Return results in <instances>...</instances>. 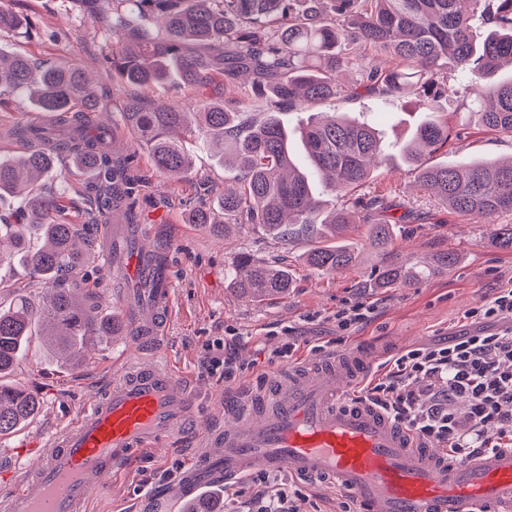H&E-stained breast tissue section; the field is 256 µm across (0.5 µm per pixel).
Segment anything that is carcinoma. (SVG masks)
Returning a JSON list of instances; mask_svg holds the SVG:
<instances>
[{"instance_id": "1", "label": "carcinoma", "mask_w": 512, "mask_h": 512, "mask_svg": "<svg viewBox=\"0 0 512 512\" xmlns=\"http://www.w3.org/2000/svg\"><path fill=\"white\" fill-rule=\"evenodd\" d=\"M102 23L124 45L120 55L112 56V72L144 91L174 73L182 84L196 88L217 77L226 84L243 73L256 78L255 93L272 108L259 120L239 102L208 97L196 112L132 99L120 120L168 176L192 168L181 144L192 132L217 148L221 165L232 155L239 182L224 187L217 209L192 212L190 223L207 224L220 234L230 224H260L288 242L318 234L327 243L313 249L308 262L322 272L354 262V250L332 240L357 223L360 212L378 209L382 201L357 198L324 209L309 177L297 167L288 129L274 110L347 92L395 95L415 83L426 108L435 112L439 99L452 93L441 76L449 66L466 79L474 96L469 112L478 122L512 133V81L492 80L501 64L512 66V0H112V12L102 16ZM21 25L19 17L0 7V35ZM357 42L390 55L395 65L382 72L360 64V79L348 86L344 76L355 62L347 50ZM0 87L28 97L45 112L68 115L65 137L36 125L20 126L16 133L35 141L37 148L0 158V195L20 194L24 202L23 223L0 224V246L9 240L31 277L48 285L37 304L18 294L8 308H0L1 439L28 423L40 407L37 393L3 381L31 337H42L62 364L78 365L92 337L123 330L121 322L98 316L76 298L75 289L66 287L63 273L90 254L92 240L79 225L59 221L53 196L31 189L53 169L54 154L66 151L79 167L99 171L94 197L100 213L130 210L132 158L114 159L110 130L87 116L106 108L88 91L81 68L37 70L27 57L0 51ZM453 137L460 138L461 132L430 118L409 139L387 144L369 124L336 113L312 118L301 132L311 168L335 196L366 181L372 168L395 151L452 212L470 220L512 214V158L505 163H429V156ZM403 220L373 224L371 246L384 249L391 225ZM493 242L512 250V224L499 225ZM235 268L234 287L255 300L285 295L291 286L287 269L258 265L246 254L237 258ZM419 277L420 271L401 266L383 271L379 284L408 286Z\"/></svg>"}]
</instances>
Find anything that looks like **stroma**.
<instances>
[{"instance_id": "35a3bbf8", "label": "stroma", "mask_w": 512, "mask_h": 512, "mask_svg": "<svg viewBox=\"0 0 512 512\" xmlns=\"http://www.w3.org/2000/svg\"><path fill=\"white\" fill-rule=\"evenodd\" d=\"M0 1L32 23L31 30L0 36V45L25 55L37 67H81L89 73L97 97L113 112H120L127 101L142 94L112 74V52L120 43L97 22L98 14L111 12L112 0ZM446 76L453 93L443 101L439 115L450 127L461 130L462 137L449 149L434 153L432 162L455 164L512 156V134L477 124L468 111L470 94L460 72L452 69ZM201 93L170 80L142 95L148 101L171 103L193 112ZM419 98L420 90L415 86L396 96L346 95L331 105L283 110L280 118L296 136L317 111L340 112L373 126L390 143L409 136L425 119ZM24 123L49 128L56 125L51 113L39 111L27 99L8 92L0 94L1 158L18 155L20 140L11 129ZM122 142L135 151L134 215L136 223L148 227L143 244L171 258L175 301L166 346L176 369L192 383L194 413L190 423L196 431L180 434L171 447L144 451L104 489L94 492L89 512H147L155 488L174 485L175 475L201 449L199 431L223 425L224 405L246 401L270 376L288 368L290 361L303 357L317 361L332 350L336 336L332 318L344 305L361 302L375 309L370 321L350 331L347 345H383L394 353L408 346L444 341L471 328L467 311L477 307L491 288L512 280V251L498 250L491 244L495 226L512 224V214L498 215L490 223L467 222L445 210L420 186L413 167L401 161L373 171L352 194L383 197L393 215L409 214V221L394 225L392 239L382 251L371 247L367 225H349L343 239L357 259L344 269L326 273L306 261L310 239L288 244L259 224H232L221 236L207 226L187 222L189 207L213 206L217 191L238 175L237 170L216 163L211 147L204 145L200 136L186 139L193 168L178 180L155 169L148 154L137 148L134 132L124 131ZM55 170V176L42 179L41 185L47 193L61 195L64 210L60 220L106 225L107 217L97 214L90 204L86 176L65 159L56 162ZM243 253L256 263L285 267L292 279L287 296L256 301L231 288L232 270ZM440 253L457 255L459 261L442 272L423 275L409 287H379V275L385 267H422ZM68 283L73 288L95 289L101 314L123 319L120 301L131 281L108 271L102 245H95L89 261ZM224 336L238 338L243 357L253 364L230 385L200 367L208 345ZM291 337L296 340V349L290 360L270 362L271 352ZM129 350L126 334L97 338L89 344L85 361L66 369L46 357L40 338H32L12 380L36 392L41 409L21 430L0 439V492L18 471L38 463L36 455H14L13 447L28 440L47 443L59 427L110 385L114 359ZM292 487L297 491L294 502L298 512L342 510V496L335 489L297 479Z\"/></svg>"}]
</instances>
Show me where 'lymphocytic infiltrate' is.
Returning <instances> with one entry per match:
<instances>
[{
  "label": "lymphocytic infiltrate",
  "instance_id": "f902f5d3",
  "mask_svg": "<svg viewBox=\"0 0 512 512\" xmlns=\"http://www.w3.org/2000/svg\"><path fill=\"white\" fill-rule=\"evenodd\" d=\"M470 317L480 328L447 342L402 349L371 384L367 399L404 425L423 445L447 451L459 462L512 447V282L492 289ZM208 373L233 381L251 365L226 340L207 348ZM254 493L239 485L224 489L236 512H294L283 484L268 475L252 479Z\"/></svg>",
  "mask_w": 512,
  "mask_h": 512
}]
</instances>
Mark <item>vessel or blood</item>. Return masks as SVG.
Here are the masks:
<instances>
[{
	"label": "vessel or blood",
	"mask_w": 512,
	"mask_h": 512,
	"mask_svg": "<svg viewBox=\"0 0 512 512\" xmlns=\"http://www.w3.org/2000/svg\"><path fill=\"white\" fill-rule=\"evenodd\" d=\"M112 265L147 282L127 296L129 335L139 352L124 360L108 388L39 452L35 469L0 494V512H86L92 492L148 448L185 428L193 396L166 356L174 306L169 263L117 250ZM371 363L357 349L291 366L272 390L225 409L222 429L203 434L175 504L253 472L285 473L351 494L359 512H512V448L461 463L420 446L354 390Z\"/></svg>",
	"instance_id": "obj_1"
}]
</instances>
